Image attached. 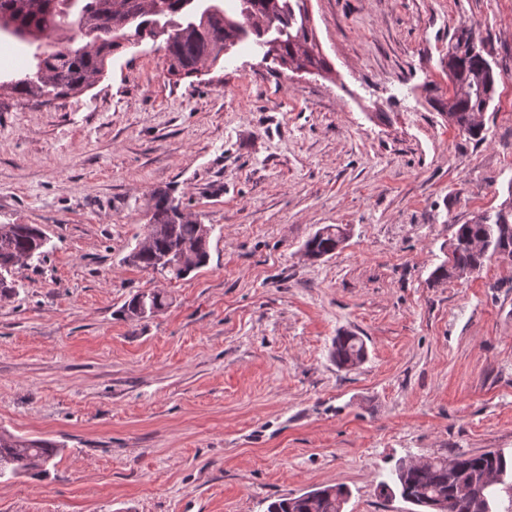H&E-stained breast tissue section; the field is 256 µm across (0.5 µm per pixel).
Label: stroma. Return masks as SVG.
<instances>
[{
    "label": "stroma",
    "mask_w": 512,
    "mask_h": 512,
    "mask_svg": "<svg viewBox=\"0 0 512 512\" xmlns=\"http://www.w3.org/2000/svg\"><path fill=\"white\" fill-rule=\"evenodd\" d=\"M309 10L320 69L241 45L175 76L145 40L79 93L0 89V224L49 237L0 301V429L63 445L0 512H266L338 484L344 512H415L379 493L400 460L512 452V263L431 281L512 192V0ZM465 30L497 76L477 138L443 108ZM160 190L212 228L172 282L124 261ZM330 224L344 246L302 258ZM152 290L170 307L120 317ZM332 356L339 367H355L366 358L363 340L352 332H344L333 342Z\"/></svg>",
    "instance_id": "1"
}]
</instances>
